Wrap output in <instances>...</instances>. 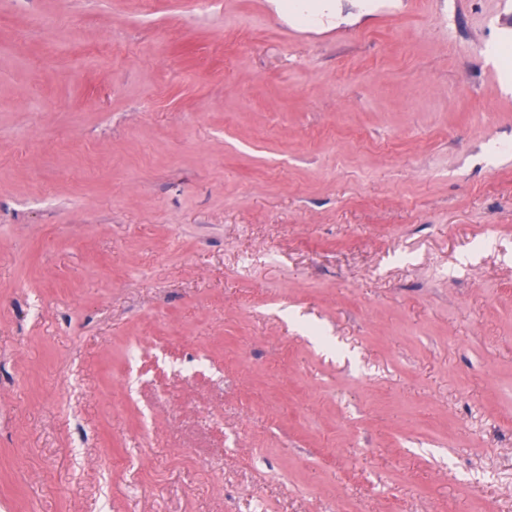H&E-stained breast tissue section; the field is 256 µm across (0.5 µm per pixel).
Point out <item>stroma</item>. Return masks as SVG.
<instances>
[{"label":"stroma","instance_id":"obj_1","mask_svg":"<svg viewBox=\"0 0 512 512\" xmlns=\"http://www.w3.org/2000/svg\"><path fill=\"white\" fill-rule=\"evenodd\" d=\"M333 2L0 0V512H512V0Z\"/></svg>","mask_w":512,"mask_h":512}]
</instances>
